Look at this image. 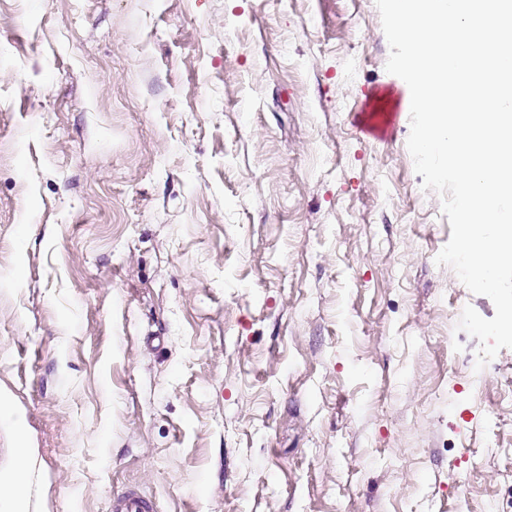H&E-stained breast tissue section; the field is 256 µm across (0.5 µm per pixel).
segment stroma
I'll return each mask as SVG.
<instances>
[{"label": "stroma", "instance_id": "stroma-1", "mask_svg": "<svg viewBox=\"0 0 512 512\" xmlns=\"http://www.w3.org/2000/svg\"><path fill=\"white\" fill-rule=\"evenodd\" d=\"M389 53L375 0H0V481L25 462L33 512H512V349L476 369L456 328L495 307L435 262ZM152 512L149 499L133 489H129L112 500L111 512Z\"/></svg>", "mask_w": 512, "mask_h": 512}]
</instances>
